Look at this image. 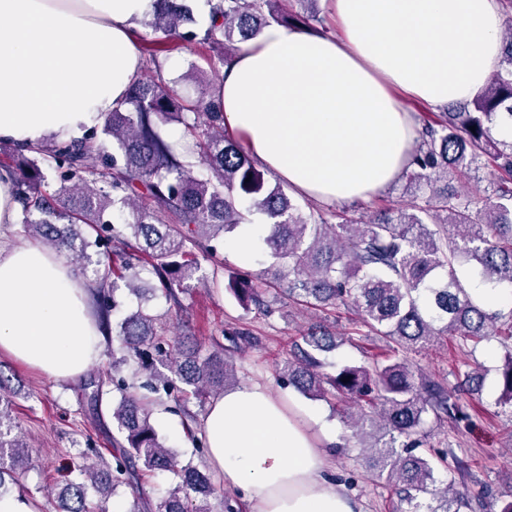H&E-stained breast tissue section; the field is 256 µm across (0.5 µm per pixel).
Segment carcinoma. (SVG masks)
Returning a JSON list of instances; mask_svg holds the SVG:
<instances>
[{"label":"carcinoma","instance_id":"1","mask_svg":"<svg viewBox=\"0 0 512 512\" xmlns=\"http://www.w3.org/2000/svg\"><path fill=\"white\" fill-rule=\"evenodd\" d=\"M192 22L185 0H157L152 17L141 21L155 34L141 44L145 61L159 71L160 58L198 37L215 52L218 71L272 24L324 33L317 11L293 14L280 0H218L202 33L184 30ZM504 122L512 123V28L486 85L469 102L431 113L423 125L408 166L409 201L360 224L309 202L297 204L226 134L214 95L201 87L196 98H184L160 75L136 81L102 127L80 138L8 146L13 161L4 168L12 176L23 232L69 255L84 277L95 265L89 286L105 324L117 308V291L144 298L138 287L143 271L155 277L151 294L178 308L179 294L200 280L201 262L219 260L218 236H234L255 219L266 225L261 250L268 267L256 275L233 272L225 286L243 309L272 312L268 288L275 282L289 301L315 311L353 310L356 333L365 328L389 343V353L372 368L344 364L328 373L319 355L336 347V336L313 325L280 364L284 385L309 399L348 406L347 425L360 447L370 449L378 476L405 504L403 512H476L471 499L439 477V465L453 450L435 461L417 452L427 418L455 422L461 407L443 383L416 374L406 354L448 334L464 347L495 337L504 349L501 402L512 407V309L483 308L456 269L473 260L483 281L512 286V141L493 134V126ZM169 125L181 127L179 141L166 138ZM188 154L198 164L185 162ZM482 167L493 169L484 186L478 180L462 193L435 187L450 170ZM223 333L237 347L256 345L234 326ZM115 336L112 372L137 364L148 372L152 392L173 399L189 419L190 399L202 405L236 383L223 350L202 353L190 337L168 335L142 309L118 321ZM463 366L464 384L481 391V365ZM85 386L95 408L105 396L119 395L112 406L117 434L108 449L111 461L63 469L62 512H110L105 491L114 495L120 488L132 489L129 512H146L142 480L156 471L175 478L156 512H214L212 499L219 512H237L209 474L182 462L159 439L152 402L109 374H93ZM7 388L0 375V496L5 477L21 484L29 464Z\"/></svg>","mask_w":512,"mask_h":512}]
</instances>
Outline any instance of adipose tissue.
<instances>
[{
	"label": "adipose tissue",
	"mask_w": 512,
	"mask_h": 512,
	"mask_svg": "<svg viewBox=\"0 0 512 512\" xmlns=\"http://www.w3.org/2000/svg\"><path fill=\"white\" fill-rule=\"evenodd\" d=\"M337 33L272 25L222 71L224 122L248 153L322 204L370 197L407 168L419 134L397 93L470 101L501 56L499 0H331ZM154 0H0V142L34 145L101 125L144 69L135 28ZM0 169V352L54 379L98 359L92 296L66 257L17 238ZM208 463L250 512H361L325 472L321 410L259 383L203 418Z\"/></svg>",
	"instance_id": "adipose-tissue-1"
}]
</instances>
